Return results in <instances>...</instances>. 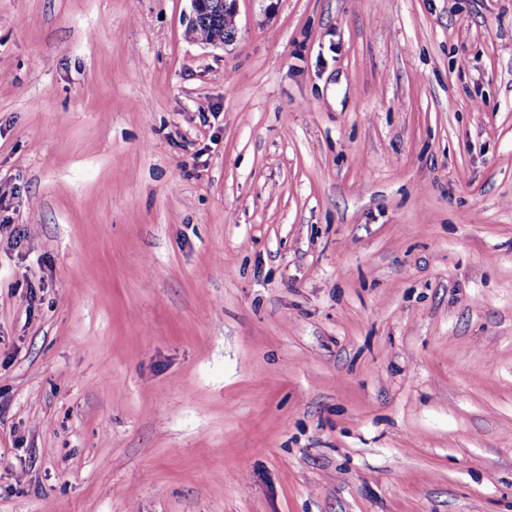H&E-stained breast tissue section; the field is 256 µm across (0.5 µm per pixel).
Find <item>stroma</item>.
<instances>
[{
    "label": "stroma",
    "instance_id": "obj_1",
    "mask_svg": "<svg viewBox=\"0 0 512 512\" xmlns=\"http://www.w3.org/2000/svg\"><path fill=\"white\" fill-rule=\"evenodd\" d=\"M0 0V512H512V0ZM210 0H191L192 11L189 23L196 21L199 15L207 13L214 6L209 3ZM224 4V10L231 7L233 15H236L238 0H220ZM221 9L210 10V13L202 15L196 24H188L186 30L187 36L192 39L200 40L207 44H222L224 45V38L227 40L233 38L235 34V27L233 24V16L231 12H226ZM217 35L223 38H211ZM211 38V39H210ZM210 39V40H205Z\"/></svg>",
    "mask_w": 512,
    "mask_h": 512
}]
</instances>
